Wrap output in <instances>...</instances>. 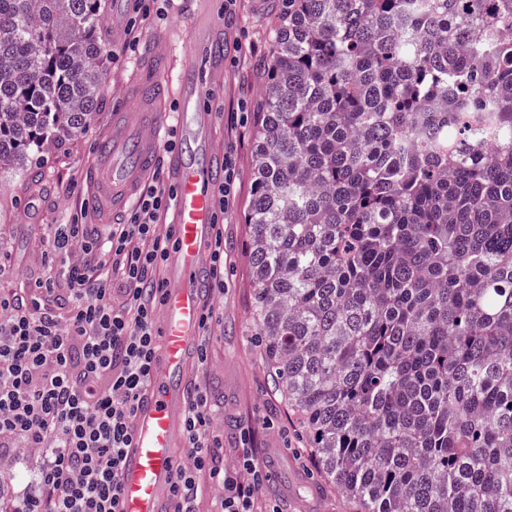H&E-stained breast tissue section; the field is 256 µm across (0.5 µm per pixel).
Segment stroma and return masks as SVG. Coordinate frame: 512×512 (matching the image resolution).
<instances>
[{
    "label": "stroma",
    "mask_w": 512,
    "mask_h": 512,
    "mask_svg": "<svg viewBox=\"0 0 512 512\" xmlns=\"http://www.w3.org/2000/svg\"><path fill=\"white\" fill-rule=\"evenodd\" d=\"M214 20L224 27V85L211 97L214 133L234 162V193L224 210V293H213L207 367L199 379L209 393L214 425L224 444V467L237 471L243 447L253 448L265 480L258 501L261 512H340L334 489L320 482L300 419L276 391L265 360L253 340V281L245 244L244 214L254 183V120L263 103V84L272 39L281 21L282 0H238L226 13L224 0H210ZM120 16L105 13L100 26L107 59L104 88L86 131L57 142L48 140L27 170L0 171V286L27 287L45 269L44 243L57 225L81 217L94 232V200L85 175L96 160L99 139L121 106L135 111L123 88L135 77L153 39L173 47L175 63L185 66L199 56L189 46L192 0H151L141 12L138 0H120ZM42 461L40 449L0 456V473L13 477L15 499L31 489Z\"/></svg>",
    "instance_id": "stroma-1"
}]
</instances>
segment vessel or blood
I'll return each instance as SVG.
<instances>
[{
	"instance_id": "vessel-or-blood-1",
	"label": "vessel or blood",
	"mask_w": 512,
	"mask_h": 512,
	"mask_svg": "<svg viewBox=\"0 0 512 512\" xmlns=\"http://www.w3.org/2000/svg\"><path fill=\"white\" fill-rule=\"evenodd\" d=\"M190 43L201 48L202 60L179 76L178 141L167 158L175 200L166 277L155 316L160 349L122 462L121 512H173L172 449L187 408L190 352L207 299L209 249L217 222L213 191L224 180V154L215 141L207 106L224 84V39L207 0H199ZM166 56L164 41H154L151 60L139 74L137 112H113L112 130L102 138L98 161L87 174L104 213L117 215L133 206L139 184L157 164L169 131L161 82Z\"/></svg>"
}]
</instances>
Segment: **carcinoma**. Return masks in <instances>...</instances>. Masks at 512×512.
<instances>
[{"mask_svg":"<svg viewBox=\"0 0 512 512\" xmlns=\"http://www.w3.org/2000/svg\"><path fill=\"white\" fill-rule=\"evenodd\" d=\"M102 0H0V169L85 132ZM512 0H288L253 321L343 512H512Z\"/></svg>","mask_w":512,"mask_h":512,"instance_id":"obj_1","label":"carcinoma"}]
</instances>
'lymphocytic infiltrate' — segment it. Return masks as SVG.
Here are the masks:
<instances>
[{
    "mask_svg": "<svg viewBox=\"0 0 512 512\" xmlns=\"http://www.w3.org/2000/svg\"><path fill=\"white\" fill-rule=\"evenodd\" d=\"M173 198L158 181L144 184L131 222L102 238L76 221L58 225L46 244L62 269L0 292V452L43 451L33 494L12 512H119L121 463L158 348L153 292L162 285L170 237L161 226ZM76 245L84 263L67 261ZM212 422L207 392L196 388L171 489L177 512H196L215 485V512H255L263 471L247 450V481L226 475Z\"/></svg>",
    "mask_w": 512,
    "mask_h": 512,
    "instance_id": "lymphocytic-infiltrate-1",
    "label": "lymphocytic infiltrate"
}]
</instances>
